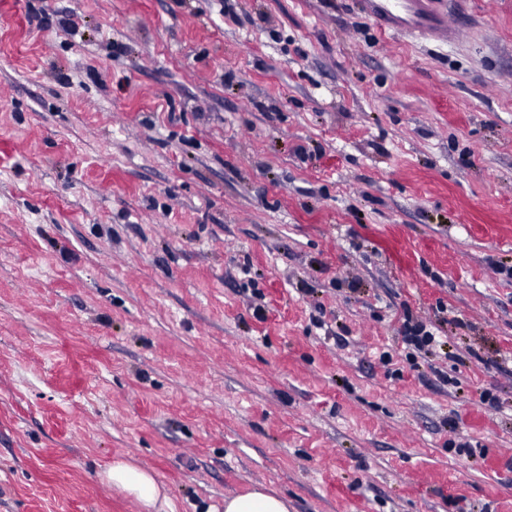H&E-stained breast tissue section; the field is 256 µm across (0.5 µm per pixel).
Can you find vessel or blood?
I'll return each mask as SVG.
<instances>
[{
    "instance_id": "b4317fda",
    "label": "vessel or blood",
    "mask_w": 512,
    "mask_h": 512,
    "mask_svg": "<svg viewBox=\"0 0 512 512\" xmlns=\"http://www.w3.org/2000/svg\"><path fill=\"white\" fill-rule=\"evenodd\" d=\"M361 15L381 31L424 37L435 41L457 40L461 27L449 19L444 0H356Z\"/></svg>"
}]
</instances>
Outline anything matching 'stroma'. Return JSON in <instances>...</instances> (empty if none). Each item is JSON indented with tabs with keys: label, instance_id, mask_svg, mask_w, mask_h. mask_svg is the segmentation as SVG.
<instances>
[{
	"label": "stroma",
	"instance_id": "obj_1",
	"mask_svg": "<svg viewBox=\"0 0 512 512\" xmlns=\"http://www.w3.org/2000/svg\"><path fill=\"white\" fill-rule=\"evenodd\" d=\"M461 9L0 0V512H143L116 457L174 512H512V0ZM442 0H356L358 12L381 31L457 41L461 27L449 19L452 12ZM404 343L413 345L416 349L424 351V354H431L434 348L439 345V341L434 334L427 330L426 325L417 323L414 327H405ZM103 475L112 488L132 496L143 507L156 509L160 504V509L166 507L168 511L155 512H173L170 499L148 469L123 460H112L106 465ZM224 512H289L288 500L265 488L225 497Z\"/></svg>",
	"mask_w": 512,
	"mask_h": 512
}]
</instances>
